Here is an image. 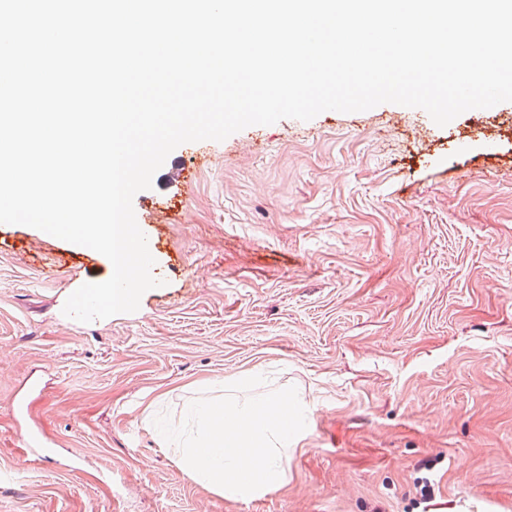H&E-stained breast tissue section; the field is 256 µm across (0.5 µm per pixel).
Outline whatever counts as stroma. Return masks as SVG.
<instances>
[{
    "label": "stroma",
    "mask_w": 512,
    "mask_h": 512,
    "mask_svg": "<svg viewBox=\"0 0 512 512\" xmlns=\"http://www.w3.org/2000/svg\"><path fill=\"white\" fill-rule=\"evenodd\" d=\"M188 183L156 172L159 287L67 328L95 250L0 223V512H512V124L384 103L254 125ZM59 257L47 271L44 252ZM265 376L306 429L239 496L153 424Z\"/></svg>",
    "instance_id": "1"
}]
</instances>
